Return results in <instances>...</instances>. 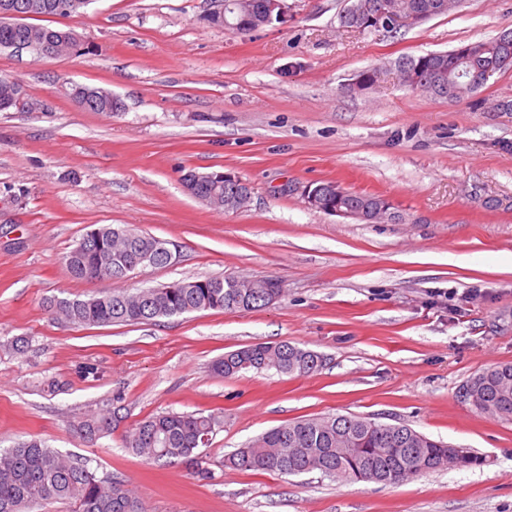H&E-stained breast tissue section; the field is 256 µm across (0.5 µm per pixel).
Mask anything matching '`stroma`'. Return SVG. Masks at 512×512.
<instances>
[{
  "instance_id": "stroma-1",
  "label": "stroma",
  "mask_w": 512,
  "mask_h": 512,
  "mask_svg": "<svg viewBox=\"0 0 512 512\" xmlns=\"http://www.w3.org/2000/svg\"><path fill=\"white\" fill-rule=\"evenodd\" d=\"M288 23L235 35L210 23L221 0H94L67 20L76 54L0 48V76L35 107L0 112V444L44 439L124 482L147 512H512V420L478 413L461 385L512 362V72L451 104L391 79L349 91L360 71L444 52L512 28V0H460L389 35L341 27L345 0H285ZM119 96L123 112L78 107L72 85ZM252 188L224 212L183 189L187 170ZM388 198L399 221L366 224L306 207L321 181ZM176 241L179 258L138 269L128 288L198 276L277 278L259 311H199L138 325L77 326L52 297L111 280H72L64 256L86 226ZM28 336L18 356L6 340ZM287 341L325 362L309 375H214L213 360ZM98 363L85 379L81 365ZM56 379L62 389L46 393ZM123 388V431L160 412L219 413L213 476L124 448L88 445L80 416ZM406 424L478 452L482 466L394 484L317 473L240 472L224 459L299 418Z\"/></svg>"
}]
</instances>
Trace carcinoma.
Masks as SVG:
<instances>
[{"mask_svg":"<svg viewBox=\"0 0 512 512\" xmlns=\"http://www.w3.org/2000/svg\"><path fill=\"white\" fill-rule=\"evenodd\" d=\"M18 2L33 5L34 18L66 19L88 8L94 0H0V6ZM437 0H360L365 15L353 19L339 16L340 24L358 32H371L369 22L384 8L412 15L419 26L431 18ZM66 9H61V4ZM237 0H224V18L211 23L229 29L241 22ZM22 41L37 57L44 56L49 44L57 58L73 54L76 36L70 29L35 25L25 18H0V48ZM470 54L456 70L448 72V53L424 60V56L406 58L398 66H409L425 83L417 91L439 99L448 93L439 86L453 84L454 99L463 101L477 90L471 88L466 74L495 71L501 55L512 53V42L503 44L493 38L468 44ZM15 81L0 78V112L16 108L13 102ZM81 108L112 115L123 110L121 100L112 92L77 86L71 93ZM215 182H203L198 188L200 201L224 208V178L212 173ZM177 256L179 245L173 241L138 233L110 224L84 232L65 256L70 277L76 281L109 279L116 282L138 268L165 267L170 262L162 255ZM268 288L252 287V280L235 276H207L203 279L177 280L157 287L114 290L86 299L55 297L47 302L56 315L80 326L141 324L160 317L194 311L259 310L268 305ZM322 367L320 355L287 341L256 343L224 353L212 370L232 378L243 370H273L281 374H308ZM459 396L477 412L512 418V363L490 366L471 376L459 389ZM124 391L107 395L98 407L84 414L74 426L86 443L114 434L123 422ZM216 413L163 412L138 423L123 438L124 447L150 461L164 464L185 463L195 468L201 479L211 478L202 466L204 436H213L223 428ZM461 467L481 466L483 457L470 448H456ZM225 466L238 471H263L279 475H299L317 471L325 477L347 481L394 484L418 475L448 468V445L435 441L406 424H381L360 416L331 415L304 418L274 427L224 459ZM46 501H62L74 512H146L125 485L110 477H98L81 460L49 447L42 439L19 440L0 449V512H32Z\"/></svg>","mask_w":512,"mask_h":512,"instance_id":"carcinoma-1","label":"carcinoma"}]
</instances>
